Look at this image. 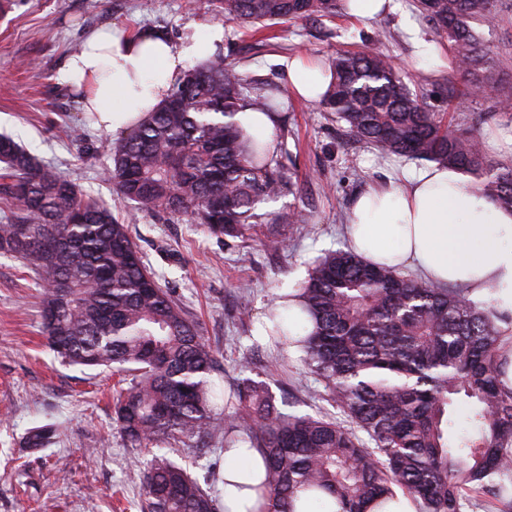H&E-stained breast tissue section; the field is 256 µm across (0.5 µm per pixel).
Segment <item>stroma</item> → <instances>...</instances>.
<instances>
[{
    "mask_svg": "<svg viewBox=\"0 0 512 512\" xmlns=\"http://www.w3.org/2000/svg\"><path fill=\"white\" fill-rule=\"evenodd\" d=\"M383 16L361 20L347 13L332 19L282 22L254 33L225 21L209 0H9L0 9V135L11 136L36 160L111 206L127 224L159 283L174 289L203 339L217 351L215 382L240 377L243 368L271 373L279 349L258 342L256 320L274 307L284 284L307 278L324 252L346 248L344 224L354 196L372 185L402 182L417 164L404 157L380 158L353 142L321 105L293 97L281 100L274 132L279 155L292 158L298 186L259 205L273 216L298 212L302 223L281 226L288 246L267 247L266 226L249 239L209 235L186 216L137 211L113 191L109 129L81 109V95L61 72L92 30L143 26L165 31L172 42L184 34L206 37L225 28L215 53L250 81L287 87L286 63L297 55L331 61L340 49L371 48L384 54L413 90L435 111L473 124L490 111L477 99L457 106L435 80L447 77L452 61L417 0H394ZM499 83L512 90V8L501 11L484 32ZM41 288L21 260L0 253V512H140V464L151 450L133 448L112 426L111 370L63 363L42 333ZM248 317L239 318L242 298ZM276 397L294 412L333 413L327 401L311 399L323 387L303 364L277 381ZM49 425L46 447L25 448L29 429Z\"/></svg>",
    "mask_w": 512,
    "mask_h": 512,
    "instance_id": "obj_1",
    "label": "stroma"
}]
</instances>
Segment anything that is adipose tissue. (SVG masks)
Listing matches in <instances>:
<instances>
[{
    "instance_id": "ef3b65f1",
    "label": "adipose tissue",
    "mask_w": 512,
    "mask_h": 512,
    "mask_svg": "<svg viewBox=\"0 0 512 512\" xmlns=\"http://www.w3.org/2000/svg\"><path fill=\"white\" fill-rule=\"evenodd\" d=\"M223 40L220 26L204 40L186 37L179 49L155 28L104 29L88 35L62 78L82 90L86 110L100 123L126 134L180 82L188 59L211 55ZM287 70L291 94L313 103L324 98L328 66L299 56ZM346 234L367 263L408 268L432 284L463 285L472 301L512 314V211L497 208L458 171L432 164L402 184L368 188L350 205ZM264 474L256 449H228L224 512H265Z\"/></svg>"
}]
</instances>
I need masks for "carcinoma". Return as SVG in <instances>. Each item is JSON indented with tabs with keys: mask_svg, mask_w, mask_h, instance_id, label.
Returning <instances> with one entry per match:
<instances>
[{
	"mask_svg": "<svg viewBox=\"0 0 512 512\" xmlns=\"http://www.w3.org/2000/svg\"><path fill=\"white\" fill-rule=\"evenodd\" d=\"M245 27L283 20L332 18L339 0H211ZM419 11L448 42L461 86L453 99L493 101L486 124L512 112V92L489 71L481 28L503 0H419ZM322 101L352 138L383 156L437 163L472 178V188L512 210V160L486 156L471 129L444 121L413 93L389 61L372 50H340ZM249 78L220 61L190 70L155 110L113 144L116 193L147 214L191 217L216 237L243 238L260 224H297L299 215L269 219L263 200L295 194L278 155L235 120L247 106L271 111L276 93L247 96ZM6 183L0 191L17 212L0 224V252L41 281L42 330L68 363L111 367L131 375L115 390L114 424L132 448L177 439H207L220 449L260 450L267 512H295L299 494L337 512H367L401 490L418 512H467L487 505L512 512V314L475 304L467 290L423 282L370 266L350 251L325 252L306 281L283 296L295 320L273 309L276 347H295L343 415L286 413L270 385L251 378L211 381L217 353L202 340L171 289L147 267L112 208L86 197L42 167L13 138L0 136ZM64 280L66 292L56 288ZM470 404L474 430L452 438L459 399ZM49 430L23 437L43 448ZM142 512H224L219 497L166 454L146 463Z\"/></svg>",
	"mask_w": 512,
	"mask_h": 512,
	"instance_id": "cac0c4a2",
	"label": "carcinoma"
}]
</instances>
